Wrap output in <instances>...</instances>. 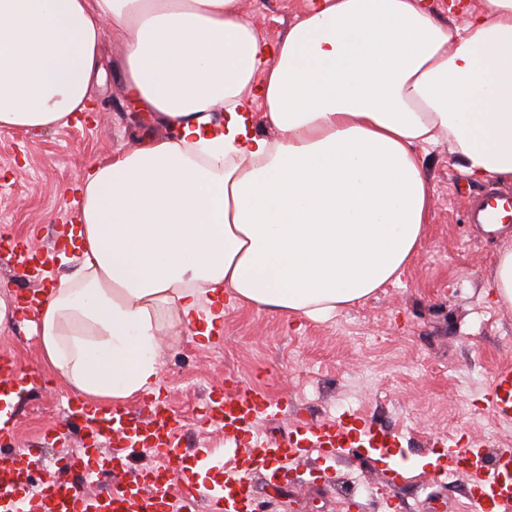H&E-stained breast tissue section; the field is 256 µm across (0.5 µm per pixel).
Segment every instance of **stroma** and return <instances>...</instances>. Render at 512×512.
Returning a JSON list of instances; mask_svg holds the SVG:
<instances>
[{
	"instance_id": "obj_1",
	"label": "stroma",
	"mask_w": 512,
	"mask_h": 512,
	"mask_svg": "<svg viewBox=\"0 0 512 512\" xmlns=\"http://www.w3.org/2000/svg\"><path fill=\"white\" fill-rule=\"evenodd\" d=\"M318 0H240L245 17L268 41ZM120 44L104 38L106 81L97 88L91 122H71L40 134L0 132V238L34 249L54 241L58 225L79 210L75 191L90 164L132 150V130L142 116L124 92L116 66ZM421 155L432 192L429 221L406 278L329 319H285L245 305L224 309L220 340L163 336L161 395L187 422V453L208 448L206 479L223 485L236 465L234 440L218 427L197 424L201 403L226 376L261 388L288 402V417L263 424L260 434L287 437L289 416L312 420L359 417L397 440L392 480L375 456L348 454L329 461L311 456L288 463L278 477L257 470L248 476L259 512H466L468 486L454 476L429 480L443 435L461 442L482 441L487 456L512 448V426L484 410L482 395L491 375L512 364V309L484 294L497 252L512 245V233L490 236L468 223L471 199L494 189V182L469 180L447 143ZM20 369H41L36 336L22 319L0 326V351ZM45 386L24 395L14 445L37 472L48 473L51 447L43 436L61 422L72 393L53 373ZM357 480L358 492L345 496L341 482Z\"/></svg>"
}]
</instances>
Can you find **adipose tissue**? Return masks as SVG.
I'll return each instance as SVG.
<instances>
[{
  "label": "adipose tissue",
  "instance_id": "adipose-tissue-1",
  "mask_svg": "<svg viewBox=\"0 0 512 512\" xmlns=\"http://www.w3.org/2000/svg\"><path fill=\"white\" fill-rule=\"evenodd\" d=\"M107 26L166 133L90 167L68 272L32 307L44 365L101 407L157 390L161 336L209 337L225 304L318 320L400 281L425 145L512 183V0L461 28L418 0H322L272 45L239 0H0V130L87 111Z\"/></svg>",
  "mask_w": 512,
  "mask_h": 512
}]
</instances>
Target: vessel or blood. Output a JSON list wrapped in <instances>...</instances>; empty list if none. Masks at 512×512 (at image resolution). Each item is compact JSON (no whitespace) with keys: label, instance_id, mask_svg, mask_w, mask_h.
Segmentation results:
<instances>
[{"label":"vessel or blood","instance_id":"b4317fda","mask_svg":"<svg viewBox=\"0 0 512 512\" xmlns=\"http://www.w3.org/2000/svg\"><path fill=\"white\" fill-rule=\"evenodd\" d=\"M473 224H503L512 219V189L504 187L473 204L468 211ZM37 372H20L11 359L0 358V397L35 388ZM483 405L499 420L512 421V366L499 368L483 395ZM284 410L282 399L226 378L220 392L204 406V424L223 428L226 436H253L258 425ZM82 424L85 436L80 451L60 449L50 465L51 476L33 479L29 468L13 461L0 465V512H194L206 504L207 512H256V503L246 482L250 471L274 462L296 460L316 453L333 460L346 451L365 449L387 458L395 445L391 434L361 425L351 415L337 421H296L287 439H268L252 448L240 449L235 472L226 474L224 491L208 495L198 486L171 492V476L185 470L186 456L179 447L184 421L166 401L150 397L143 412L125 407L104 410L79 399H69L63 426ZM444 464L431 472V479L451 475L465 477L468 512H504L512 505V449L487 460L482 443L459 445L453 438L441 439ZM136 448L156 458L151 469L128 467L127 449ZM117 474L102 494H89L72 485V475L93 481L102 471Z\"/></svg>","mask_w":512,"mask_h":512}]
</instances>
